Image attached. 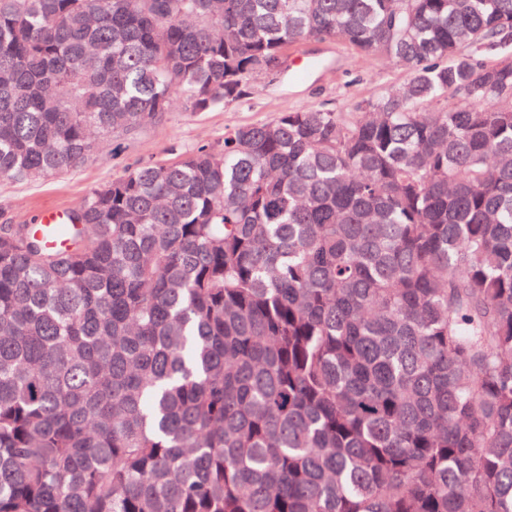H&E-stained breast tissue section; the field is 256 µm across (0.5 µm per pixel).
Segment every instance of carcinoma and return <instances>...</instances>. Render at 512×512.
<instances>
[{
    "label": "carcinoma",
    "instance_id": "carcinoma-1",
    "mask_svg": "<svg viewBox=\"0 0 512 512\" xmlns=\"http://www.w3.org/2000/svg\"><path fill=\"white\" fill-rule=\"evenodd\" d=\"M336 36L404 89L0 226V512H512V0H0V176Z\"/></svg>",
    "mask_w": 512,
    "mask_h": 512
}]
</instances>
